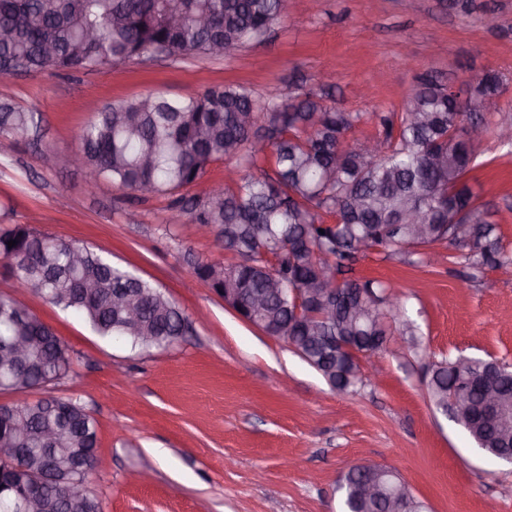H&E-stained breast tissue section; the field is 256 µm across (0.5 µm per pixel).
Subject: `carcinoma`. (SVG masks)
<instances>
[{
  "label": "carcinoma",
  "mask_w": 512,
  "mask_h": 512,
  "mask_svg": "<svg viewBox=\"0 0 512 512\" xmlns=\"http://www.w3.org/2000/svg\"><path fill=\"white\" fill-rule=\"evenodd\" d=\"M288 0H0V77L47 69L81 72L140 58L160 47L171 56L214 58L259 41L279 23ZM479 109L456 110L450 87L433 76L419 78L403 111L374 114L381 131L370 153L346 138L364 114L345 112L312 94L261 104L242 86L213 87L200 95L169 98L148 94L114 103L78 132V165L91 182L112 185L146 201L173 197L167 226L207 225L216 243L240 258L231 265L185 253L189 271L213 289L232 283L244 294L265 293V306L245 319L295 351L317 353L307 318L289 310L291 298L269 287L312 288L319 269L332 268L336 311L318 323V336H363L361 349H379L393 333L416 343L414 322L400 318L387 301L390 285L344 274L369 252L387 258L418 256L448 243L469 273L467 284L487 270L512 269V250L499 234L494 213L468 184L475 167V140L466 128L509 125L512 110L499 99L502 76L489 71L467 84ZM34 113L0 97V139L27 134ZM231 157L246 173L212 188L204 198L176 196L201 180L210 166ZM417 212L427 232L417 239L405 220ZM13 240L16 246L8 247ZM3 273L50 304L82 318L101 338L133 350L168 347L185 336L187 318L158 285L117 267L95 249L59 239L27 224H0ZM15 336H32L23 358L28 369L0 354V391L44 390L36 400L0 404V439L23 449L0 466L7 488L0 512L25 496L41 468L44 449L54 450L59 472L44 493V512H102L91 493L73 505L67 490L87 485L92 472L83 461L97 453V422L78 401L49 391L72 371L77 356L56 330L38 316H18L16 301L0 295V346ZM461 358L431 365L426 382L438 410L448 405ZM336 384L358 382L357 365L342 358L327 366ZM482 390L458 404L451 418L470 438L489 448L512 449V422L481 418ZM54 429L52 442L44 432ZM395 473L352 468L340 480L344 512H384ZM377 489L366 498L361 487Z\"/></svg>",
  "instance_id": "cac0c4a2"
}]
</instances>
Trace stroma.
<instances>
[{
  "mask_svg": "<svg viewBox=\"0 0 512 512\" xmlns=\"http://www.w3.org/2000/svg\"><path fill=\"white\" fill-rule=\"evenodd\" d=\"M329 62L327 89L319 72ZM489 70L503 77L501 103L512 108V0H473L466 12L453 0H288L262 40L219 60L145 58L0 80L40 125L38 135L0 142V222L102 250L162 286L190 323L174 345L134 353L27 296L79 355L54 393L79 400L98 424L89 488L103 512H342L336 483L359 463L394 470L429 512H512V466L480 454L425 386L427 367L445 358L512 364V280L489 270L462 286L445 244L427 266L369 254L354 277L397 283L394 299L418 325L419 345L394 336L378 379L339 391L188 275L185 251L224 265L234 257L197 225L166 230L168 198L140 202L64 162L52 171L40 163L46 150L72 154L104 105L147 93L228 84L261 101L326 93L336 108L367 114L353 144L378 134L371 113L402 111L420 74L459 85ZM476 152L469 184L512 249V144L488 135Z\"/></svg>",
  "mask_w": 512,
  "mask_h": 512,
  "instance_id": "obj_1",
  "label": "stroma"
}]
</instances>
